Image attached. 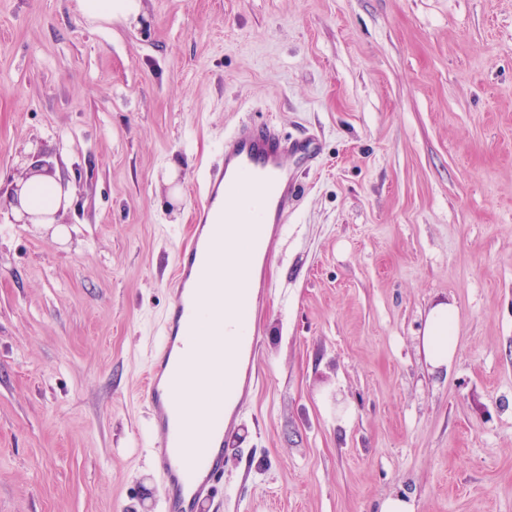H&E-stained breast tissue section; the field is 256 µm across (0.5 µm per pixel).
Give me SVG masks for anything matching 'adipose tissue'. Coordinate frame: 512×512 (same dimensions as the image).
Returning a JSON list of instances; mask_svg holds the SVG:
<instances>
[{"mask_svg":"<svg viewBox=\"0 0 512 512\" xmlns=\"http://www.w3.org/2000/svg\"><path fill=\"white\" fill-rule=\"evenodd\" d=\"M64 194L59 181L52 176L33 174L23 185L14 216L22 213L55 214L61 207ZM257 297L253 288L242 287L240 282L224 285V376L232 378L236 371L237 347L245 341L251 330L252 308L250 303ZM458 312L450 304L441 302L427 313L425 327L419 338V351L431 371L448 369L458 352Z\"/></svg>","mask_w":512,"mask_h":512,"instance_id":"1","label":"adipose tissue"}]
</instances>
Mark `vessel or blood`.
Returning a JSON list of instances; mask_svg holds the SVG:
<instances>
[{"instance_id": "obj_1", "label": "vessel or blood", "mask_w": 512, "mask_h": 512, "mask_svg": "<svg viewBox=\"0 0 512 512\" xmlns=\"http://www.w3.org/2000/svg\"><path fill=\"white\" fill-rule=\"evenodd\" d=\"M314 156L313 141L288 139L270 123H242L224 137L223 160L210 169L195 203V224L188 242L177 252L172 300L146 373L143 399L150 423L160 440L152 464L158 474L168 512H200L214 497L224 477V434L236 422L223 404L200 419L184 417L174 404L182 386L210 387L222 370V346L194 340L192 333L202 307L223 304L225 277H264V266L246 258L238 266L224 265V227L254 221L263 234L276 236L288 207L302 185L289 175L287 154ZM256 340L241 348L236 395L250 391L249 366Z\"/></svg>"}]
</instances>
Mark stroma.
<instances>
[{
    "mask_svg": "<svg viewBox=\"0 0 512 512\" xmlns=\"http://www.w3.org/2000/svg\"><path fill=\"white\" fill-rule=\"evenodd\" d=\"M0 0V512H166L141 396L196 185L243 122L319 139L200 512H512V0ZM454 305L459 353L417 341ZM80 11L94 18H123L132 22L138 21L141 5L140 0H78ZM63 192H66L67 186L65 181L62 183ZM10 187V193L8 195L11 203V208L2 211L0 208V223L7 220L11 224H32L31 219L36 218L22 213L27 212L30 214H51L54 215L61 207L63 198H66V193L62 192L60 182L52 176L43 174H33L24 184L19 192L17 204L12 203L14 201L17 191L20 190L21 186L17 185L16 181H10L2 188L0 185V197ZM62 209L55 215L61 212ZM13 212V213H12ZM21 219V220H16ZM458 312L450 304L440 302L427 313L423 336L419 338L422 353L431 372L445 371L458 352Z\"/></svg>",
    "mask_w": 512,
    "mask_h": 512,
    "instance_id": "obj_1",
    "label": "stroma"
}]
</instances>
